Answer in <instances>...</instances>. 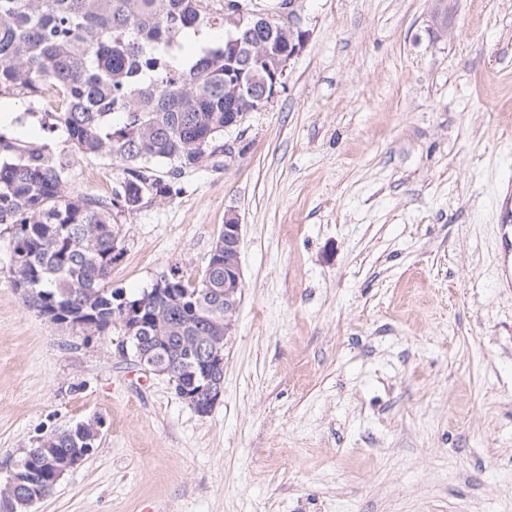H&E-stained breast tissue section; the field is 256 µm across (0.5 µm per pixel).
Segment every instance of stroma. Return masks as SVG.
<instances>
[{
    "label": "stroma",
    "instance_id": "obj_1",
    "mask_svg": "<svg viewBox=\"0 0 512 512\" xmlns=\"http://www.w3.org/2000/svg\"><path fill=\"white\" fill-rule=\"evenodd\" d=\"M295 0L306 42L226 165L119 216L112 285L197 281L229 213L244 296L224 393L200 415L168 378L26 308L0 232V482L40 436L102 421L31 512H512V289L493 277L512 204V0ZM76 195L111 160L72 155L60 104L1 98Z\"/></svg>",
    "mask_w": 512,
    "mask_h": 512
}]
</instances>
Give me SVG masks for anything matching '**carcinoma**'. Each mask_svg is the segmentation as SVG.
Segmentation results:
<instances>
[{
  "label": "carcinoma",
  "mask_w": 512,
  "mask_h": 512,
  "mask_svg": "<svg viewBox=\"0 0 512 512\" xmlns=\"http://www.w3.org/2000/svg\"><path fill=\"white\" fill-rule=\"evenodd\" d=\"M249 0H0V98L39 103L78 156L108 158L122 177L105 198L67 191V169L47 144L0 133V226L11 235L10 273L25 305L86 338L142 337L137 360L168 370L177 397L205 394L201 351H224V251L210 252L197 284L168 273L172 291L125 296L112 288L122 256L116 217L147 196L171 198L224 144V123L256 111L277 58L302 41L274 17L259 25ZM224 31L183 60L181 37ZM246 72L252 82L238 90ZM141 303L125 320L119 298ZM100 420L37 439L0 485V512H28L57 486L63 454L96 448Z\"/></svg>",
  "instance_id": "carcinoma-1"
}]
</instances>
